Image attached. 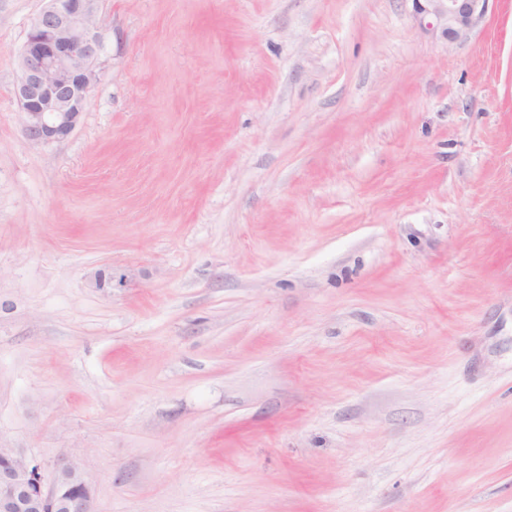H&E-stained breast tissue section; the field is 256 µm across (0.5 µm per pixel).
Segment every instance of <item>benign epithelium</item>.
I'll list each match as a JSON object with an SVG mask.
<instances>
[{"instance_id":"obj_1","label":"benign epithelium","mask_w":512,"mask_h":512,"mask_svg":"<svg viewBox=\"0 0 512 512\" xmlns=\"http://www.w3.org/2000/svg\"><path fill=\"white\" fill-rule=\"evenodd\" d=\"M19 53L15 98L33 145L67 139L81 123L103 51L97 27L101 0H43ZM448 42L466 36L489 0H446ZM0 512H98L82 464L61 458L51 482L43 465L0 446Z\"/></svg>"}]
</instances>
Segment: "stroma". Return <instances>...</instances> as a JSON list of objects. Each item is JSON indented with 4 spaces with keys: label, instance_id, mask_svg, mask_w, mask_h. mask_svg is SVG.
Segmentation results:
<instances>
[{
    "label": "stroma",
    "instance_id": "stroma-1",
    "mask_svg": "<svg viewBox=\"0 0 512 512\" xmlns=\"http://www.w3.org/2000/svg\"><path fill=\"white\" fill-rule=\"evenodd\" d=\"M42 6L0 0V445L99 512H512V0L454 43L445 0H103L35 146ZM102 0H43L19 53L15 98L33 145L67 139L81 123L103 51Z\"/></svg>",
    "mask_w": 512,
    "mask_h": 512
}]
</instances>
